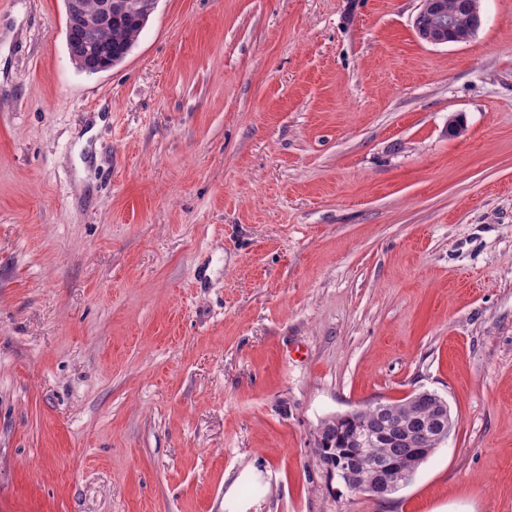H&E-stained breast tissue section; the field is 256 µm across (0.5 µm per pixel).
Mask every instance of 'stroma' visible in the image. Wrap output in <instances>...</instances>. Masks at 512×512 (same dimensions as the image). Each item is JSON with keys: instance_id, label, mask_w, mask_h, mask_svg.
<instances>
[{"instance_id": "stroma-1", "label": "stroma", "mask_w": 512, "mask_h": 512, "mask_svg": "<svg viewBox=\"0 0 512 512\" xmlns=\"http://www.w3.org/2000/svg\"><path fill=\"white\" fill-rule=\"evenodd\" d=\"M419 6L156 0L89 75L0 0V512H512V0ZM419 390L411 484L327 476ZM440 1H421L419 11L413 20V29L418 38L432 45L463 43L469 40L472 31L476 30L482 22L480 1L473 0V29L469 34L459 33L453 17H449L448 13L453 14L457 20H464L470 12L471 0H444L443 4L448 9V13L437 4ZM432 395L433 393L427 391L419 392L415 401L410 405H403L400 402L385 403L387 408L381 413H374L373 409L367 408L357 418L352 417V421L340 425H336L332 421H325V428L321 435L322 442H316L314 448L321 465L330 473V466L336 468V470L332 469V473H336L340 480L343 479L350 490L369 493L381 499L386 498L404 482L406 475L413 468V464L419 460L418 457L435 452L438 448L433 447H439L449 434L448 425L442 422L448 423V405L442 407ZM438 420L442 421L427 433L431 448H422L428 444L424 438V431L430 429ZM362 424L378 432L391 429L398 432H410L413 446L407 447L403 443L394 442L389 445L377 443L374 448H370L375 441L381 440L374 437L367 427L359 428ZM356 429L358 430L354 433ZM350 441L354 448L353 453L348 456H337L348 451ZM364 448H366L365 452ZM412 448L417 449L410 458L389 460L374 465L375 461L379 459H395L410 455ZM365 455L368 464L362 474V479L365 484L375 482V466L381 478L380 483L376 486L362 484L359 475L356 474L357 468L365 460ZM334 458H336V463Z\"/></svg>"}]
</instances>
